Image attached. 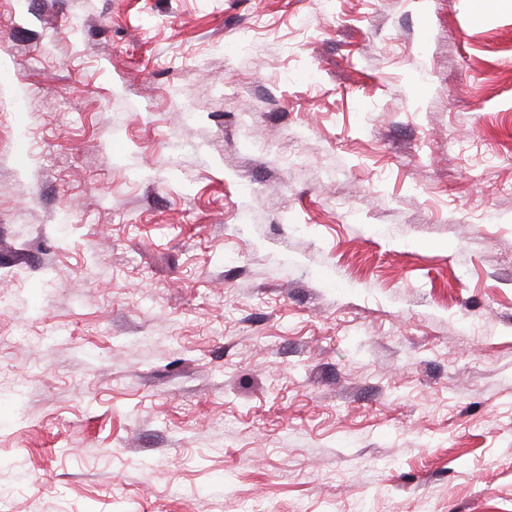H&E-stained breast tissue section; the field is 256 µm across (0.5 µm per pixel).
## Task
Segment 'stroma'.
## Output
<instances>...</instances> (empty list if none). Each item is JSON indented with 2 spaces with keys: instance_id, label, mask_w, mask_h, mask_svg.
Returning a JSON list of instances; mask_svg holds the SVG:
<instances>
[{
  "instance_id": "obj_1",
  "label": "stroma",
  "mask_w": 512,
  "mask_h": 512,
  "mask_svg": "<svg viewBox=\"0 0 512 512\" xmlns=\"http://www.w3.org/2000/svg\"><path fill=\"white\" fill-rule=\"evenodd\" d=\"M0 512H512V0H0Z\"/></svg>"
}]
</instances>
